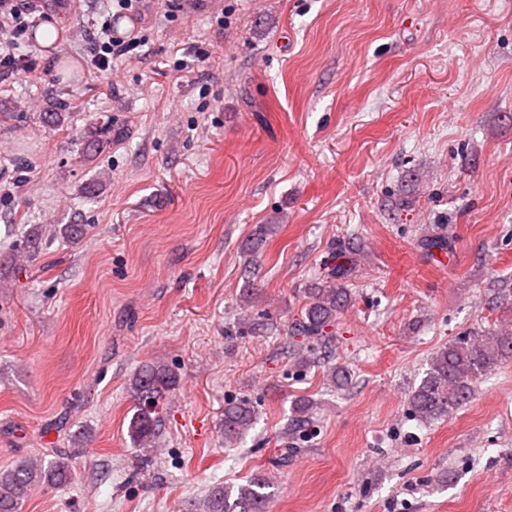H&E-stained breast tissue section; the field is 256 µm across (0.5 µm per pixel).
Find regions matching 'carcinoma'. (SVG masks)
Returning a JSON list of instances; mask_svg holds the SVG:
<instances>
[{
	"mask_svg": "<svg viewBox=\"0 0 512 512\" xmlns=\"http://www.w3.org/2000/svg\"><path fill=\"white\" fill-rule=\"evenodd\" d=\"M83 234L82 224H52L48 229L38 226L27 235V254L40 255L43 244L57 236L78 240ZM346 276L347 269H334L304 289L306 303L301 318L291 328L293 334L316 342L330 335L329 327L351 300L350 289L344 283ZM507 358H512V324L509 323L448 342L435 352L425 377L412 390L411 409L425 421L452 414L469 400L475 382ZM178 382L177 373L161 361L149 363L135 374L132 391L138 405L130 422V436L136 445L146 448L153 443L160 422L156 406ZM253 420L254 408L249 400L225 403L224 438L241 435ZM70 478L69 458L62 454L48 464L40 459H28L14 469L0 471V512H19L34 487L60 485ZM266 488L268 482L262 474L254 475L234 490L217 487L209 495L207 512H266Z\"/></svg>",
	"mask_w": 512,
	"mask_h": 512,
	"instance_id": "obj_1",
	"label": "carcinoma"
}]
</instances>
